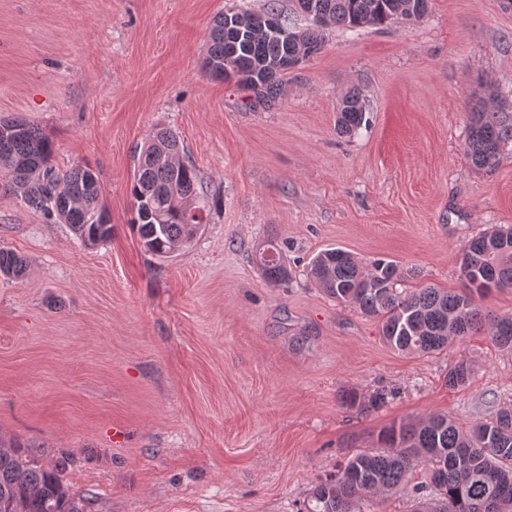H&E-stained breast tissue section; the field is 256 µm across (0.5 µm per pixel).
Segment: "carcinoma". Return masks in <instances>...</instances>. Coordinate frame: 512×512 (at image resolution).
Instances as JSON below:
<instances>
[{
    "mask_svg": "<svg viewBox=\"0 0 512 512\" xmlns=\"http://www.w3.org/2000/svg\"><path fill=\"white\" fill-rule=\"evenodd\" d=\"M405 3L424 13L430 6V0H295L298 11L327 17L326 24L303 31L288 25L273 7L229 10L210 28L203 71L252 92L249 107L264 106L279 95L289 62L321 51L325 29L390 26ZM364 122L359 94H347L337 113L338 133L352 135ZM0 125L15 129L10 138L0 139L7 189L28 208L68 225L82 244L109 240L112 224L96 173L80 165L56 168L53 142L25 120L1 119ZM511 141L507 117L483 106L471 112L466 151L474 167L496 166ZM179 153L174 132L153 131L137 156L131 182V223L143 248L163 258L194 237L210 210L197 169L181 161ZM257 262L270 282L288 278L276 244L258 252ZM26 267L25 258L0 248L1 277L17 279ZM459 271L460 292L408 289L410 272L396 262L376 259L366 270L350 252L327 248L314 256L307 276L328 297L378 320L382 339L401 354L441 352L448 342L485 326L495 345L512 351V314H484L476 304V298L493 290L512 288V226L494 224L471 237L461 249ZM469 378V367L460 362L448 371L447 383L455 388ZM380 442V451L356 452L320 480L307 512H357L359 502L405 492L417 496L414 512H486L485 505L512 512V407L467 430L445 415L420 424L394 423L383 430ZM418 458L429 464L424 481L414 478ZM0 512H86V504L28 452L1 448Z\"/></svg>",
    "mask_w": 512,
    "mask_h": 512,
    "instance_id": "cac0c4a2",
    "label": "carcinoma"
}]
</instances>
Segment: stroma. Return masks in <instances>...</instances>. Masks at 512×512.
Segmentation results:
<instances>
[{"mask_svg": "<svg viewBox=\"0 0 512 512\" xmlns=\"http://www.w3.org/2000/svg\"><path fill=\"white\" fill-rule=\"evenodd\" d=\"M267 4L0 0V117L49 135L58 169H93L112 224L87 247L0 190V248L28 261L0 279V448L57 469L88 512H306L316 483L392 423L467 428L512 406V353L486 335L401 355L306 276L339 247L415 271L409 287L457 290L462 245L512 225V143L483 170L465 151L486 90L512 114V0L329 28L253 111L202 64L219 14ZM353 91L368 123L346 137L336 117ZM160 126L213 200L168 258L131 224L134 155ZM269 238L287 284L251 259ZM459 362L471 376L452 388Z\"/></svg>", "mask_w": 512, "mask_h": 512, "instance_id": "35a3bbf8", "label": "stroma"}]
</instances>
